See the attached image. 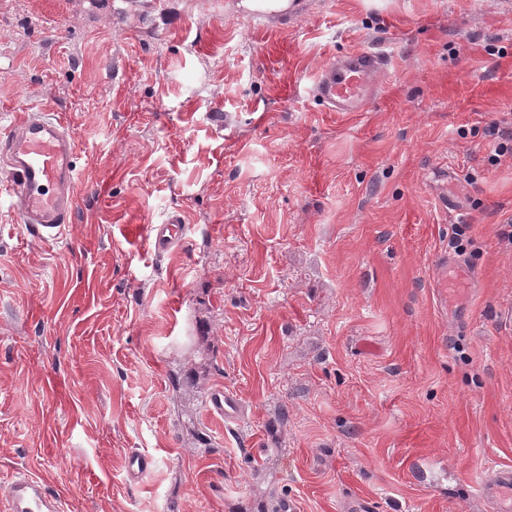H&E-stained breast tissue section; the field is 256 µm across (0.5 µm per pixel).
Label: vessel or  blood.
<instances>
[{
    "instance_id": "b4317fda",
    "label": "vessel or blood",
    "mask_w": 512,
    "mask_h": 512,
    "mask_svg": "<svg viewBox=\"0 0 512 512\" xmlns=\"http://www.w3.org/2000/svg\"><path fill=\"white\" fill-rule=\"evenodd\" d=\"M389 56L383 51L354 50L336 56L317 70L310 92L328 112H363L372 101L378 77L386 70ZM77 142L60 114L33 110L11 120L0 130V167L8 174L0 192L15 201L22 223L43 238H57L67 231L81 202V182L76 165ZM186 227L178 217L147 228L155 253L180 245ZM207 410L226 420H237L241 403L231 392L218 387L208 396ZM154 467L144 453L126 458V471L139 482ZM481 494L493 512H512V467L484 468ZM5 512H62L58 496L44 483L26 474L8 485Z\"/></svg>"
}]
</instances>
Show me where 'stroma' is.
I'll list each match as a JSON object with an SVG mask.
<instances>
[{
  "label": "stroma",
  "mask_w": 512,
  "mask_h": 512,
  "mask_svg": "<svg viewBox=\"0 0 512 512\" xmlns=\"http://www.w3.org/2000/svg\"><path fill=\"white\" fill-rule=\"evenodd\" d=\"M296 2L272 24L247 0H0V121L54 107L105 190L57 240L0 197V494L26 473L65 512H490L512 0ZM356 47L389 53L383 92L324 111L310 77ZM217 386L237 421L208 415ZM487 130L491 136L506 142V144L503 142L499 144L500 154H497V157L504 156L506 153H509L507 142L512 140V113H504L503 117L498 120H494ZM186 225L177 216H172L165 224L147 226V235L155 254H163L180 245L185 236ZM154 459L144 453H132L126 458V471L133 483H139L154 467Z\"/></svg>",
  "instance_id": "1"
}]
</instances>
